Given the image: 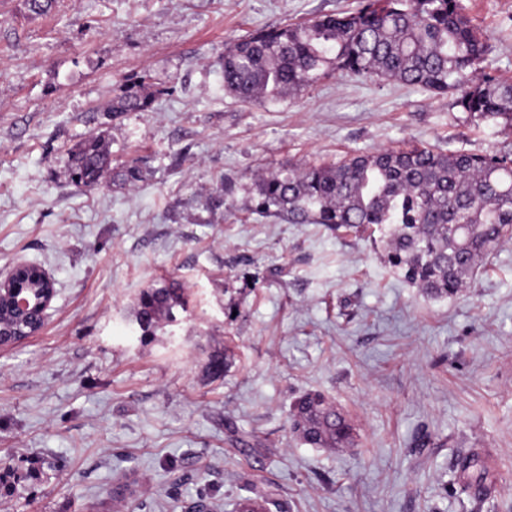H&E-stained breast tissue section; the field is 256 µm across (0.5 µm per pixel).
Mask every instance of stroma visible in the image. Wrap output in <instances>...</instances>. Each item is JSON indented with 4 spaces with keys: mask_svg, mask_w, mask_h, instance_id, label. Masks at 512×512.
Wrapping results in <instances>:
<instances>
[{
    "mask_svg": "<svg viewBox=\"0 0 512 512\" xmlns=\"http://www.w3.org/2000/svg\"><path fill=\"white\" fill-rule=\"evenodd\" d=\"M489 71L512 82V0H466ZM357 0H0V271L42 267V330L0 350V512H512V239L452 299L386 262L378 234L255 212L283 165L431 145L512 150L503 123L452 93L335 73L269 104L224 90L226 44ZM145 112L103 110L130 81ZM103 136L142 179L71 180ZM181 282L187 310L142 335L143 288ZM319 391L356 445L291 431ZM490 475L475 499L457 468ZM130 484L119 500L112 491Z\"/></svg>",
    "mask_w": 512,
    "mask_h": 512,
    "instance_id": "obj_1",
    "label": "stroma"
}]
</instances>
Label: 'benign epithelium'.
<instances>
[{"label": "benign epithelium", "mask_w": 512, "mask_h": 512, "mask_svg": "<svg viewBox=\"0 0 512 512\" xmlns=\"http://www.w3.org/2000/svg\"><path fill=\"white\" fill-rule=\"evenodd\" d=\"M54 295V280L47 272L35 265L15 262L0 276V318L7 312L22 326L34 314L43 318ZM42 327L43 323L39 322L27 331L7 332L0 328V348L34 336Z\"/></svg>", "instance_id": "1"}]
</instances>
